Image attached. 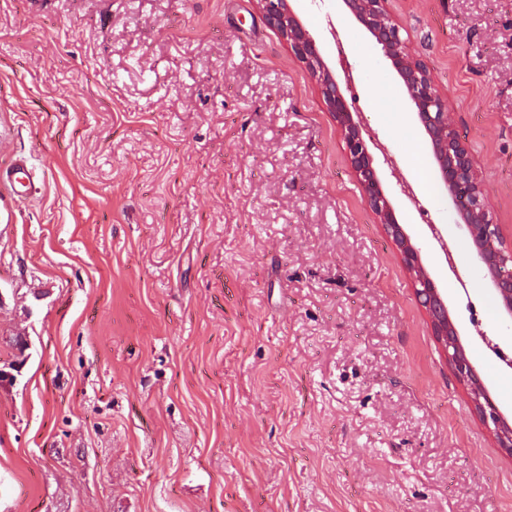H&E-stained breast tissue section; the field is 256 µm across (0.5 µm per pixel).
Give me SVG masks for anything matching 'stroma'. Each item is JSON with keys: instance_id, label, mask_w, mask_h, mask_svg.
<instances>
[{"instance_id": "35a3bbf8", "label": "stroma", "mask_w": 512, "mask_h": 512, "mask_svg": "<svg viewBox=\"0 0 512 512\" xmlns=\"http://www.w3.org/2000/svg\"><path fill=\"white\" fill-rule=\"evenodd\" d=\"M291 5L328 62L341 29L397 218L512 418L488 350L512 324L399 77L342 0ZM389 9L512 236V0ZM19 157L37 192L0 188V367L26 342L0 512H512V456L256 0H0V165Z\"/></svg>"}]
</instances>
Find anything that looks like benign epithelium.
Wrapping results in <instances>:
<instances>
[{"mask_svg": "<svg viewBox=\"0 0 512 512\" xmlns=\"http://www.w3.org/2000/svg\"><path fill=\"white\" fill-rule=\"evenodd\" d=\"M257 2L268 25L278 32L313 80L327 112L335 121L366 204L395 244L455 378L467 391L499 447L512 454V424L492 401L461 340L444 293L431 277L420 249L398 221L378 176L374 155L360 124L354 119L355 108L349 105L345 95L353 83L350 63L340 59L338 71L329 66L321 43L292 9L289 0ZM342 2L373 37L400 76L416 119L427 136L439 180L455 208L458 223L466 232L472 259L490 284L500 315L512 321V243H506L470 148L457 134L448 97L438 89L428 64L411 50L408 39L389 11V0Z\"/></svg>", "mask_w": 512, "mask_h": 512, "instance_id": "obj_1", "label": "benign epithelium"}]
</instances>
